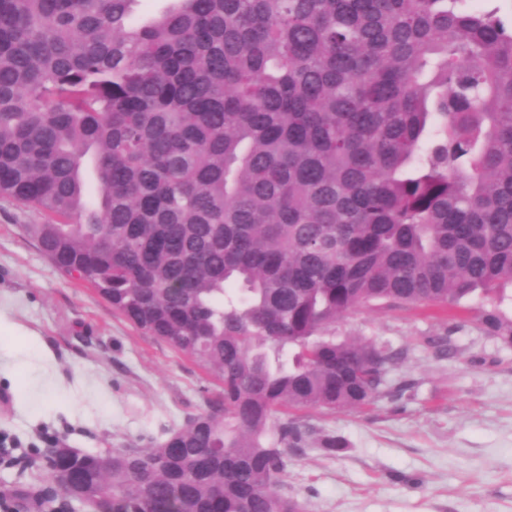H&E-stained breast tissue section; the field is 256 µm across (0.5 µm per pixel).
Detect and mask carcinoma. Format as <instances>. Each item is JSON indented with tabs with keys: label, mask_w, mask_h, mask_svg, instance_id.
<instances>
[{
	"label": "carcinoma",
	"mask_w": 512,
	"mask_h": 512,
	"mask_svg": "<svg viewBox=\"0 0 512 512\" xmlns=\"http://www.w3.org/2000/svg\"><path fill=\"white\" fill-rule=\"evenodd\" d=\"M0 0V199L60 273L203 370L147 448L54 460L98 512H298L299 416L396 398L373 302L512 283V23L466 0ZM481 328L512 345L494 310Z\"/></svg>",
	"instance_id": "1"
}]
</instances>
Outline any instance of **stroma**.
<instances>
[{
	"instance_id": "obj_1",
	"label": "stroma",
	"mask_w": 512,
	"mask_h": 512,
	"mask_svg": "<svg viewBox=\"0 0 512 512\" xmlns=\"http://www.w3.org/2000/svg\"><path fill=\"white\" fill-rule=\"evenodd\" d=\"M45 216L0 200V307L35 335L45 358L0 335V494L41 490L50 478L34 449L60 439L77 451L143 448L205 410L214 381L191 361L68 281L25 232ZM512 320V283L443 309L374 304L329 326L337 338L404 350L402 397L326 413L316 432L341 438L330 455L315 437L289 452L285 483L302 512H512V346L477 327L482 310ZM448 336L456 354L428 340ZM27 384L28 399L18 396Z\"/></svg>"
}]
</instances>
